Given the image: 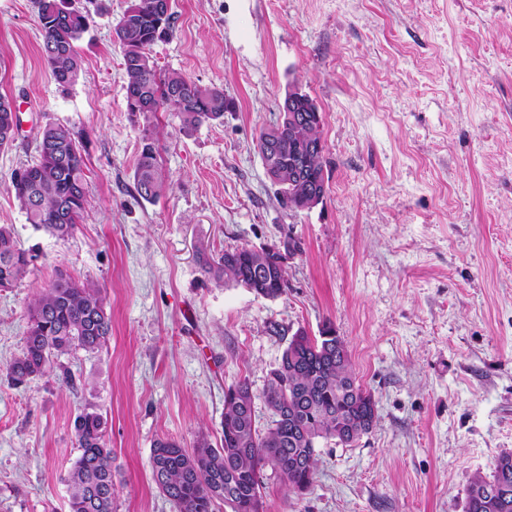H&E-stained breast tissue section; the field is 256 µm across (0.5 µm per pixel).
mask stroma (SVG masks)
Returning a JSON list of instances; mask_svg holds the SVG:
<instances>
[{"mask_svg": "<svg viewBox=\"0 0 512 512\" xmlns=\"http://www.w3.org/2000/svg\"><path fill=\"white\" fill-rule=\"evenodd\" d=\"M163 71L223 89L235 107L184 133L161 108L165 189L141 198L142 117L126 110L112 36L128 0H80L92 23L61 89L33 0H0V95L23 111L0 149V224L36 270L0 288V512H68L73 420L95 405L119 470L116 512H175L151 480L154 441L219 444L224 393L247 380L259 422L267 376L298 329L332 323L377 406L372 431L322 446L315 480L288 493L264 468L263 512H464L475 475L512 451V0H171ZM322 115L325 195L280 202L258 148L289 90ZM49 123L79 134L88 206L58 239L10 192ZM292 238L288 289L270 300L199 271L213 254ZM99 286L101 350L16 389L25 312L57 272Z\"/></svg>", "mask_w": 512, "mask_h": 512, "instance_id": "35a3bbf8", "label": "stroma"}]
</instances>
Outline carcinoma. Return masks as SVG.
<instances>
[{"mask_svg":"<svg viewBox=\"0 0 512 512\" xmlns=\"http://www.w3.org/2000/svg\"><path fill=\"white\" fill-rule=\"evenodd\" d=\"M156 0H130L113 27V38L123 49L127 76L126 108L151 112L153 106L171 107L182 128L191 131L224 118L232 102L224 90L201 86L178 72L157 69L151 46L173 33L174 13L161 18ZM42 33V53L56 83L65 88L75 82L80 69L77 42L87 31L88 16L77 7L63 14L65 0H34ZM311 111L298 112L313 140L321 138L317 105L305 100ZM16 120L14 101L0 95V149L13 144L10 135ZM296 132L282 122L260 133L258 147L281 201L301 209L303 193L322 189L320 156L300 150ZM159 147L149 129H144L134 180L138 194L153 201L164 189L158 167ZM87 169L82 147L74 131L64 124H48L38 140V159L11 176L12 192L26 211L29 223L58 239L73 234L87 208ZM201 273L217 282L230 280L265 299H276L288 289L281 252H256L242 246L219 258L204 245L196 248ZM32 256L18 243L13 228L0 225V288H11L31 272ZM112 335L102 289L62 273L42 289L27 308L24 347L6 369L11 385L23 386L50 372H59L62 382L77 387L71 372L58 359L79 347L103 348ZM250 386L240 381L224 394L222 437L213 446L201 437L193 449L178 441L159 438L149 459L152 479L175 512H260L261 471L267 464L280 466V481L288 492L299 495L313 484L320 445L332 442L347 446L369 433L365 418L369 392L357 382L344 342L326 324L320 336L298 329L270 371L263 392L271 412L267 427L259 425ZM103 413L89 405L74 419L79 455L65 477L68 512H115V456L106 439ZM506 486L511 495L493 503L481 492L482 485ZM465 512H512V452L502 454L489 477L476 475L469 487Z\"/></svg>","mask_w":512,"mask_h":512,"instance_id":"carcinoma-1","label":"carcinoma"}]
</instances>
